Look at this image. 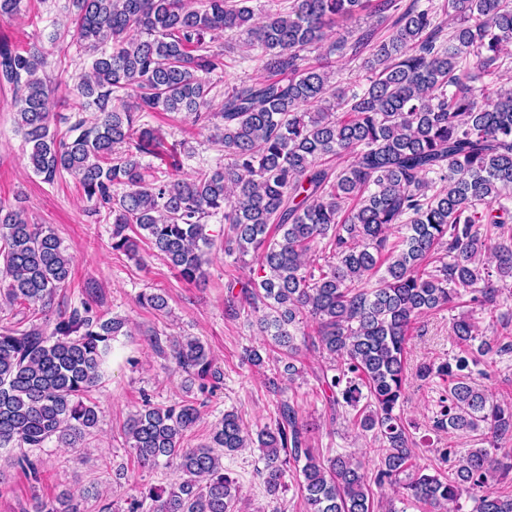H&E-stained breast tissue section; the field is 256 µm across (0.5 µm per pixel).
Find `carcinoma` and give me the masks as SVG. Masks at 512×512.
Instances as JSON below:
<instances>
[{"label":"carcinoma","instance_id":"cac0c4a2","mask_svg":"<svg viewBox=\"0 0 512 512\" xmlns=\"http://www.w3.org/2000/svg\"><path fill=\"white\" fill-rule=\"evenodd\" d=\"M249 2L71 0L77 42L91 59L75 85L77 110L95 118H78L63 133L51 128L46 52L1 44L0 77L18 92L28 168L47 183L74 178L95 211L112 217V250L134 257L145 242L193 283L214 245L206 221L223 216L224 251L258 266L246 281L227 284L241 285L228 308L236 316L266 310L259 327L280 351L269 391L280 395L281 378L303 372L306 352L322 354L314 376L332 420L354 411V427L380 442L378 469L370 480L351 454L316 458L310 427L283 399L274 426L253 435L226 411L197 447L184 445L200 421L196 402L163 407L146 399L127 421V445L140 467L163 463L181 477L138 489L123 512H235L241 489L223 458L247 447L260 452L259 475L273 500L288 488L290 465L304 462L306 512H375L372 486L386 484L423 512H451L465 492L473 512H512V495L486 490L492 471L512 473V463L493 453L512 437V404L490 401L472 381V366L493 363L511 341L483 336L469 316L455 318L460 352L416 372L446 384L434 427L480 432L489 447L438 448L448 469L412 473L415 443L401 416L405 349L418 318L465 297L490 304L512 280V88L497 81L512 55V0H292L284 9L271 0L258 24ZM362 15L389 24V34L347 27ZM234 29L261 50L267 75L224 83L214 112L211 92L225 63L211 41ZM348 51L367 54L371 78L361 90L331 80L333 56ZM149 112L191 116L224 148L225 163L191 178L158 176L144 162L162 157V138L139 123ZM484 224L493 235L480 231ZM271 228L280 237L268 238ZM395 228L405 234L390 247ZM74 264L52 227L0 201L5 304L46 307ZM379 270L377 285L367 287ZM124 325L84 302L49 332L20 322L1 328L0 448L52 440L77 447L99 423L88 394ZM170 354L186 392L202 393L217 379L200 339L176 340ZM33 512L81 509L63 494L36 501Z\"/></svg>","mask_w":512,"mask_h":512}]
</instances>
